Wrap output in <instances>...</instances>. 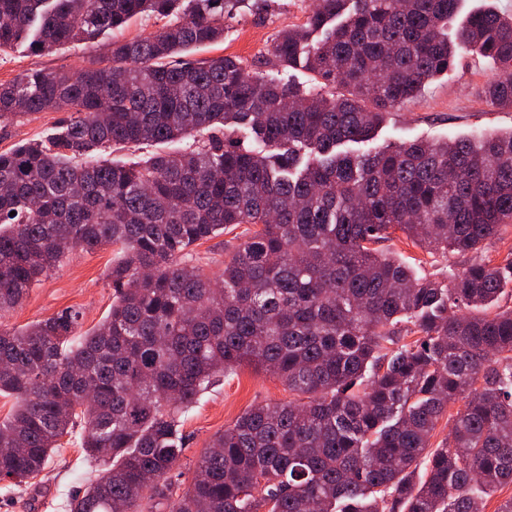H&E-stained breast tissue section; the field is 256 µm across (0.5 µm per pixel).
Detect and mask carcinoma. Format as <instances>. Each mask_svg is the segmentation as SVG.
Returning <instances> with one entry per match:
<instances>
[{
  "label": "carcinoma",
  "mask_w": 512,
  "mask_h": 512,
  "mask_svg": "<svg viewBox=\"0 0 512 512\" xmlns=\"http://www.w3.org/2000/svg\"><path fill=\"white\" fill-rule=\"evenodd\" d=\"M460 2L313 0L271 48L314 74L304 87L186 55L224 40L248 0H0V52L165 20L77 78L0 83V121L67 113L52 137L0 152V312L73 248L116 252L92 330L78 334L75 309L0 327V395L15 399L0 481L37 477L79 425L98 473L70 512H485L512 486V310L493 311L512 254L445 281L374 247L398 231L431 255L487 246L512 223V131L348 148L462 53L500 70L484 96L512 108V15L457 26ZM189 138L132 164L90 156ZM242 224L220 277L194 263V246ZM401 323L419 339L402 342ZM242 365L292 398L215 434L177 492L182 414Z\"/></svg>",
  "instance_id": "cac0c4a2"
}]
</instances>
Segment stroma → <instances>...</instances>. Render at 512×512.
I'll return each mask as SVG.
<instances>
[{"mask_svg": "<svg viewBox=\"0 0 512 512\" xmlns=\"http://www.w3.org/2000/svg\"><path fill=\"white\" fill-rule=\"evenodd\" d=\"M310 3L311 0H256L250 11L225 20L222 42L196 50L195 55L234 56L242 59L250 71L268 72L269 51L275 38L289 26L302 24ZM90 55L85 45L49 54L16 46L0 53V82L10 81L27 69L64 67L76 71ZM497 77L496 67L488 60L479 56L459 58L422 96L393 111L372 141L358 144V151L416 138L433 140L512 130V110L490 105L484 98V88ZM62 118L59 112H40L0 124V152L21 142L43 139ZM381 247L414 265L418 273L440 278L462 272L471 261L467 255L427 254L399 233L382 242ZM112 258L108 247L94 251L74 249L29 289L19 306L0 313V325L21 329L63 309L75 308L82 313V330L94 328L112 305V288L107 279ZM289 397L287 387L276 376L248 365L239 367L231 376L216 377L182 416L184 451L177 478L180 486L191 484L196 464L216 433L254 405ZM81 441L77 430L64 436L45 470L28 483L14 486L0 482V512H69L70 501L84 493L97 469L96 463L85 457Z\"/></svg>", "mask_w": 512, "mask_h": 512, "instance_id": "35a3bbf8", "label": "stroma"}]
</instances>
